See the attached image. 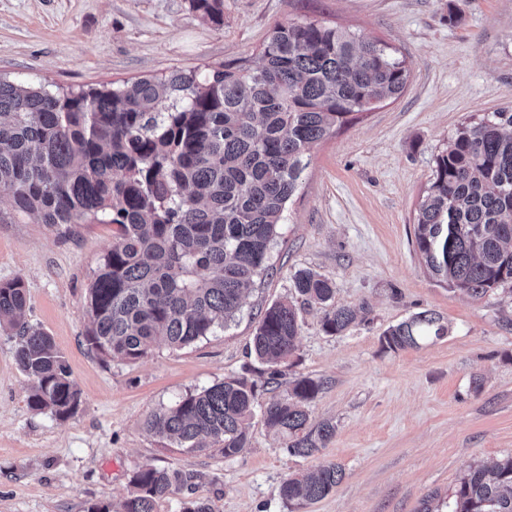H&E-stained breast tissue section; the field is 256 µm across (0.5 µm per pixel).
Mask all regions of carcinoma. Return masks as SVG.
Segmentation results:
<instances>
[{
  "instance_id": "carcinoma-1",
  "label": "carcinoma",
  "mask_w": 512,
  "mask_h": 512,
  "mask_svg": "<svg viewBox=\"0 0 512 512\" xmlns=\"http://www.w3.org/2000/svg\"><path fill=\"white\" fill-rule=\"evenodd\" d=\"M190 9L224 24V0H189ZM405 61L378 40L316 20L274 26L259 64L226 61L205 72H178L112 88L51 93L0 79L1 224L32 217L51 226L111 224L86 296L88 345L126 361L160 342L194 344L234 320L270 252L309 152L335 127L401 94ZM415 246L427 268L452 290L480 300L512 284V109L458 128L435 157L419 207ZM301 303L321 313L328 335H341L365 307L338 305L328 280L293 276ZM22 280L0 282V326L14 332V360L32 381L29 406L64 418L79 393L53 337L25 320ZM292 300L265 309L251 351L276 365L297 347ZM448 334L423 311L389 327L381 342L397 351ZM322 383L292 381L270 400L265 424L286 438L288 453L312 457L335 433L313 424L308 403ZM258 405L255 383L230 378L153 413L147 428L194 450L208 439L233 457L246 447ZM345 476L330 463L296 474L280 496L299 509L328 496ZM192 476L146 464L132 476L122 512H157ZM423 512H512V454L471 467Z\"/></svg>"
}]
</instances>
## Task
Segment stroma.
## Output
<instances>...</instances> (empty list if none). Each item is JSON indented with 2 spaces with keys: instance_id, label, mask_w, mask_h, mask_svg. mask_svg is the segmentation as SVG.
Masks as SVG:
<instances>
[{
  "instance_id": "35a3bbf8",
  "label": "stroma",
  "mask_w": 512,
  "mask_h": 512,
  "mask_svg": "<svg viewBox=\"0 0 512 512\" xmlns=\"http://www.w3.org/2000/svg\"><path fill=\"white\" fill-rule=\"evenodd\" d=\"M306 19L389 44L410 80L312 148L273 270L228 325L133 362L98 357L84 340L85 304L111 225L0 223V282L22 279L27 321L53 336L80 393L64 419L31 409L15 339L0 330V512H117L145 464L195 476L158 512H180L189 499L213 512H291L281 483L329 463L343 467L344 481L303 512H419L470 465L512 453V293L473 300L450 290L414 242L436 154L462 123L512 108V0H224L220 26L189 0H0V76L54 92L238 58L254 66L276 23ZM303 269L328 279L337 303L369 313L330 336L317 311L302 309L297 350L276 386L250 352L252 336L261 309L294 297ZM426 310L443 318L447 336L383 349L390 326ZM298 376L322 381L311 417L336 425L314 457L289 455L259 417L233 457L209 443L187 451L145 425L227 378L255 382L266 401Z\"/></svg>"
}]
</instances>
